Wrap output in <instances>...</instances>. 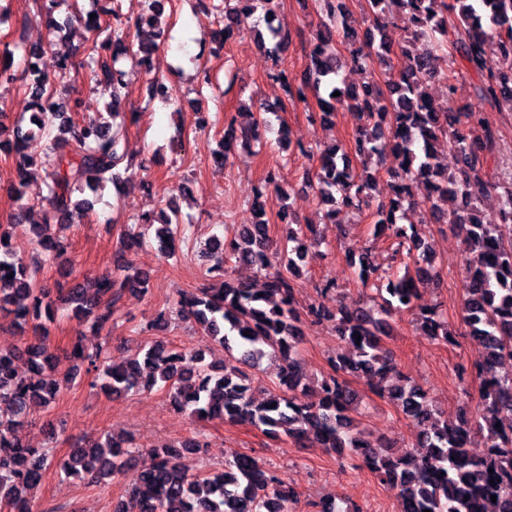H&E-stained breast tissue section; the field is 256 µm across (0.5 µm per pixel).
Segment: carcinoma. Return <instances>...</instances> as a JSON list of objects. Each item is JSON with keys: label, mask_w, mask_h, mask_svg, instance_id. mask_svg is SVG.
<instances>
[{"label": "carcinoma", "mask_w": 512, "mask_h": 512, "mask_svg": "<svg viewBox=\"0 0 512 512\" xmlns=\"http://www.w3.org/2000/svg\"><path fill=\"white\" fill-rule=\"evenodd\" d=\"M96 12L95 18L78 12L59 21L48 16L50 29L58 31L79 19L89 33L85 44L60 55V77L74 66L78 52L98 61L97 84L104 87L109 101L104 111L76 120L78 100L56 99L55 80L35 68L25 84L29 124L16 125L8 144L14 152L17 183L12 186L17 202L14 220L27 218L30 207L23 202L22 187L30 170L44 167L47 195L39 220L29 225L31 244L47 260L69 261L70 243L62 231L83 220L90 208L87 199L72 200L75 192L93 194L107 184L117 187L119 167L125 160L124 72L115 68L128 58L150 69L151 52L164 30L159 28L164 0H149L148 13L126 28H114L105 17L119 15L120 0ZM238 7L213 6L220 33L231 35L247 30V20L263 13L273 40L268 51L278 56L291 36L274 26V0H235ZM324 17L319 21L309 53V64L296 83L295 92L306 97L310 89L327 91L318 100L323 115L339 107L360 111L363 124L349 147L336 145L318 152V166L303 171V180L318 184L320 194L332 208L328 222L342 209L369 211L371 223L388 230L394 253L412 261L415 276L399 277L379 270L363 254L354 274L375 292L376 304L368 309L344 307L332 313L322 305H310L306 315L295 307V278L305 265L308 245L315 243V228L302 232L288 227L285 235L270 243L268 222L242 224L232 233L213 236L208 254L213 264L206 273L221 280L218 288H203L178 302V312L203 324L212 343L222 347L227 361L221 367L206 362L203 352L191 355L163 340H153L140 356L112 361L105 368L98 362L107 342L87 345L82 339L71 343L75 359L72 377L81 366L96 372L91 385L122 396L130 392H165L172 406L196 418L221 420L228 424H250L274 439L296 444L314 442L332 448L341 456H359L382 484L398 489L400 512H512V187L499 197L497 209L485 214L478 208L492 184L484 170V159L496 147L494 132L481 113L456 112L433 102L429 83L438 77L442 53L459 55L480 75L478 97L498 109L512 110V0H364L371 25L359 30L351 25L342 0H321ZM458 11V23L448 32V12ZM401 25L412 38L427 42L419 53L403 52L406 61L397 70L387 30ZM497 40L504 48L497 67L487 65L485 46ZM349 53L352 67L365 70L374 61L389 71L387 90L369 78L358 86H339L343 67L338 45ZM37 58L43 47L15 46L0 54V86L17 80L14 53ZM339 96H333V93ZM249 120H225L224 154L237 145L259 142V130L266 125L265 112L247 113ZM46 137L44 157L25 152L34 137ZM448 141L462 166L450 176L438 162V147ZM397 167L394 196L375 201L371 191L386 155ZM427 191L431 216L437 224H466L469 232L464 249L465 285L460 336L479 354L476 365L481 379L477 413L462 410L449 420L433 406L426 391L410 382L385 348L383 333L395 316L413 310L418 293L416 283L438 279L429 243L414 227L398 223L414 203V190ZM461 205L448 212V197ZM155 228L159 251L176 252L185 239L181 213L174 206L144 216L123 233L129 251L145 242L143 226ZM13 225L0 224V318L21 330H30L33 341L21 348L0 350V499L12 512H33L34 491L48 467L44 448L29 447L17 435L29 422L33 409H48L56 402L59 383L55 376V353L47 323L55 312L67 310L72 318L92 321L103 329L112 321V295L124 290L147 292L148 278L127 259L110 278L87 282L58 283L56 295L42 288L37 270L18 257ZM254 264L266 271L263 289L237 278L230 264ZM334 323L343 348L332 360V373L311 387L298 358L303 318ZM419 335L430 341L446 342L453 333L448 321L432 309L417 317ZM361 339H356V336ZM283 361L277 382L266 396L252 395L246 369H255L267 355ZM25 359L27 372L16 368ZM365 376L375 380L388 400L418 429L414 443L396 454L383 444L362 438L352 416L355 394L347 378ZM479 431L485 448L476 454L469 447L471 435ZM127 440L108 436L91 445L77 444L61 463L67 477L88 476L98 483L123 473L130 465L132 451ZM206 442L192 436L176 445L149 450L152 462L135 476L115 512H295L297 492L257 460L235 455L221 471L189 475L179 459L198 453ZM496 501H491V496Z\"/></svg>", "instance_id": "cac0c4a2"}]
</instances>
